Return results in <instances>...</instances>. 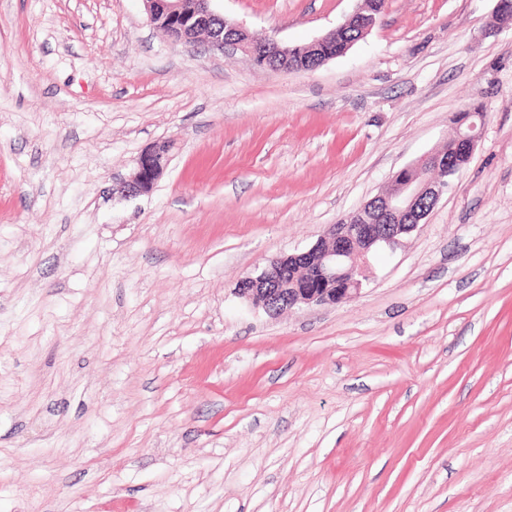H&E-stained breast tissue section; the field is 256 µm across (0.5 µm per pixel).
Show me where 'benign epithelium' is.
I'll list each match as a JSON object with an SVG mask.
<instances>
[{"mask_svg":"<svg viewBox=\"0 0 512 512\" xmlns=\"http://www.w3.org/2000/svg\"><path fill=\"white\" fill-rule=\"evenodd\" d=\"M151 23L167 22L175 29L172 39L194 44L205 38L209 47L229 46L248 55L263 67L298 71L293 49L272 34L255 41L243 28L216 12L213 0H144ZM483 122L472 119L456 126V140L471 154L482 136ZM171 144L158 142L138 159L137 169L117 182L112 192L125 198L150 192L163 173ZM448 190V157L435 151L392 175L389 191L367 201L341 224H329L309 249L271 260L239 284V294L254 308L275 315L302 305L336 304L355 299L372 274L370 255L393 248L403 236L427 218ZM306 267V275L287 276L284 269Z\"/></svg>","mask_w":512,"mask_h":512,"instance_id":"7a95c632","label":"benign epithelium"}]
</instances>
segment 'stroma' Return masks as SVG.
<instances>
[{"mask_svg":"<svg viewBox=\"0 0 512 512\" xmlns=\"http://www.w3.org/2000/svg\"><path fill=\"white\" fill-rule=\"evenodd\" d=\"M386 0L312 72L144 0H0V512H512V20ZM360 0H214L305 46ZM486 112L354 300L270 316L305 250ZM172 144L147 194L113 195Z\"/></svg>","mask_w":512,"mask_h":512,"instance_id":"35a3bbf8","label":"stroma"}]
</instances>
